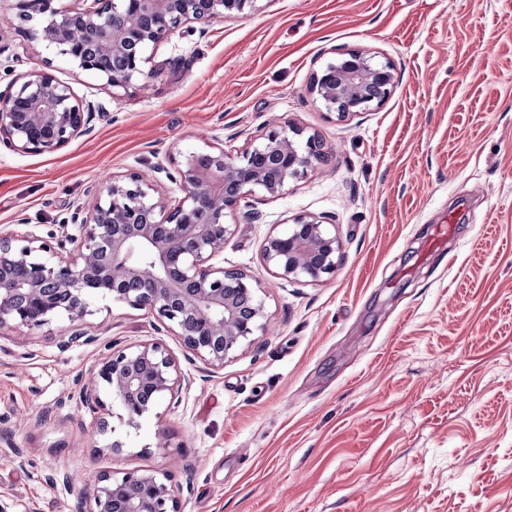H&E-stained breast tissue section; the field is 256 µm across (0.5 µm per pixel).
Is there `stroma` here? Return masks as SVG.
Here are the masks:
<instances>
[{"label": "stroma", "instance_id": "1", "mask_svg": "<svg viewBox=\"0 0 512 512\" xmlns=\"http://www.w3.org/2000/svg\"><path fill=\"white\" fill-rule=\"evenodd\" d=\"M16 3L0 0V85L44 70L105 113L54 153L0 150L2 231L57 241L90 186L130 173L178 201L186 155L273 129L323 155L226 214L224 267L249 276L265 318L223 367L111 298L91 299L87 344L67 345L64 318L0 329V512H85L61 475L112 471L168 472L181 512H512V0H256L151 50L160 73L126 89L31 39ZM357 51L394 85L342 119L309 85ZM300 215L341 242L317 283L263 261ZM155 342L188 387L99 436L82 384Z\"/></svg>", "mask_w": 512, "mask_h": 512}]
</instances>
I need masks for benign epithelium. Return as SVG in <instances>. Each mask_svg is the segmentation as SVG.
Wrapping results in <instances>:
<instances>
[{
  "label": "benign epithelium",
  "instance_id": "1",
  "mask_svg": "<svg viewBox=\"0 0 512 512\" xmlns=\"http://www.w3.org/2000/svg\"><path fill=\"white\" fill-rule=\"evenodd\" d=\"M19 0L20 17L33 23L32 38L78 69L113 88H126L156 71L146 69L149 48L193 23L241 13L255 0ZM394 83L392 69L360 52L315 74L310 90L339 115L381 103ZM102 107L77 96L47 71L0 89V145L29 154L54 153L88 130ZM318 156L284 130L237 155L192 152L180 163L183 197L174 205L158 185L131 173L90 189L92 207L79 223L63 227L52 243L33 231L0 232V328L37 329L64 316L68 342H91L80 331L92 315L90 299L111 297L157 314L184 347L220 368L242 342L262 328L264 307H246L247 275L214 263L230 234L226 211L255 191L274 197L288 180L305 174ZM71 249H66V245ZM336 234L311 216L268 238L263 259L283 279L319 282L336 271ZM189 380L178 375L173 356L150 343L104 358L80 390L95 418L96 432L112 431L113 408L133 428L159 398L173 396ZM86 512H181L168 474L103 473L85 488Z\"/></svg>",
  "mask_w": 512,
  "mask_h": 512
}]
</instances>
